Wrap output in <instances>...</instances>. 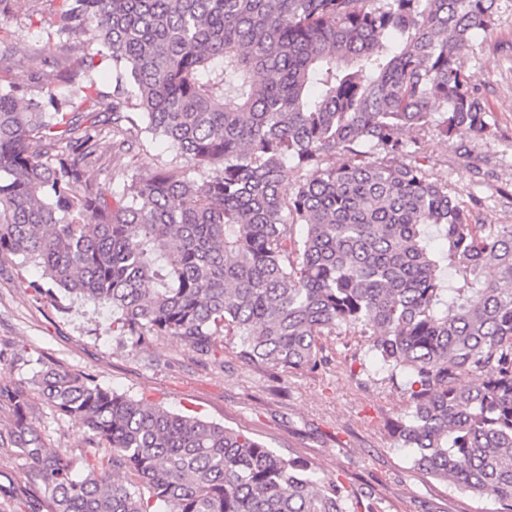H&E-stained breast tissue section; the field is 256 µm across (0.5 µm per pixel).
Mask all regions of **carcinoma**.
I'll use <instances>...</instances> for the list:
<instances>
[{"label": "carcinoma", "mask_w": 512, "mask_h": 512, "mask_svg": "<svg viewBox=\"0 0 512 512\" xmlns=\"http://www.w3.org/2000/svg\"><path fill=\"white\" fill-rule=\"evenodd\" d=\"M59 2L52 79L0 35V256L39 267L51 298L109 304L137 343L210 358L228 332L278 374L320 368L319 340L352 329L405 378L387 431L413 467L512 512V224L473 222L420 138L496 135L461 57L501 0ZM36 3L0 0V21ZM107 133L116 158L142 135L175 154L109 194L86 176ZM33 390L108 460L76 479ZM1 409L0 449L46 512H380L240 429L61 365L0 381Z\"/></svg>", "instance_id": "1"}]
</instances>
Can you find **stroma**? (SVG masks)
<instances>
[{"label": "stroma", "instance_id": "stroma-1", "mask_svg": "<svg viewBox=\"0 0 512 512\" xmlns=\"http://www.w3.org/2000/svg\"><path fill=\"white\" fill-rule=\"evenodd\" d=\"M462 62L480 80L497 135L482 142L463 134L445 142L426 136L424 153L433 177L474 202L476 222L512 224V5L502 4L493 30ZM173 154L166 141L142 138L113 163L89 167L88 175L109 190L122 171L148 179ZM40 278V268L0 256V351L22 345L31 356L5 377L26 382L38 361L57 363L164 408L247 430L278 454L341 477L354 493H372L383 512H497L492 499L461 493L414 469L407 450L395 447L386 424L407 408L404 380L369 366L359 333L342 328L322 337L326 365L275 380L237 358L236 337H225L213 361L171 338L138 343L113 332L108 306L66 297L55 304L40 296L34 289ZM35 417L52 447L67 452L75 474L87 471L91 456L110 453L104 446L87 448L84 430L44 404H36Z\"/></svg>", "mask_w": 512, "mask_h": 512}]
</instances>
